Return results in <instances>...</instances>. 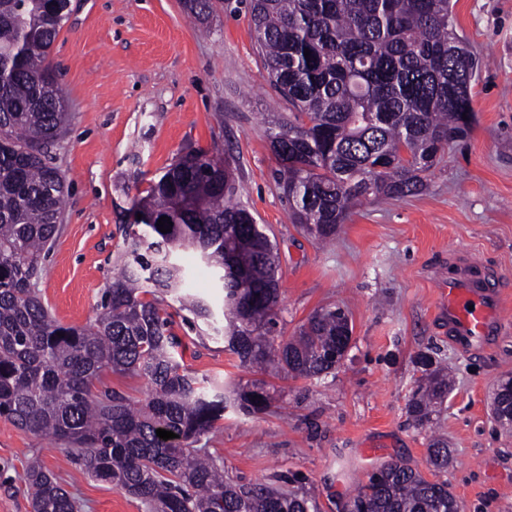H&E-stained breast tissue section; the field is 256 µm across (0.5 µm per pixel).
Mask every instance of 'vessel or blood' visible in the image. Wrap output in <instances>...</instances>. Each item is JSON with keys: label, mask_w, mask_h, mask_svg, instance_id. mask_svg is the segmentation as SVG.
Here are the masks:
<instances>
[{"label": "vessel or blood", "mask_w": 512, "mask_h": 512, "mask_svg": "<svg viewBox=\"0 0 512 512\" xmlns=\"http://www.w3.org/2000/svg\"><path fill=\"white\" fill-rule=\"evenodd\" d=\"M501 302L502 290L491 273L473 261L457 265L441 290L439 311L461 351H479L491 336L501 332Z\"/></svg>", "instance_id": "1"}]
</instances>
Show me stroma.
<instances>
[{
    "instance_id": "1",
    "label": "stroma",
    "mask_w": 512,
    "mask_h": 512,
    "mask_svg": "<svg viewBox=\"0 0 512 512\" xmlns=\"http://www.w3.org/2000/svg\"><path fill=\"white\" fill-rule=\"evenodd\" d=\"M247 3L216 0L203 34L184 0H72L50 55L73 118L53 151L69 193L37 285L42 302L61 324L85 325L123 265L133 205L150 182L189 150L224 159L241 203L279 247L278 334L329 305L345 310L353 333L326 376L261 374L160 296L192 374L226 386L260 378L273 396L254 416L227 407L199 447L243 481L307 492L317 512H342L372 472L364 449L428 478L434 434L448 443L445 478L462 512H512V426L492 413L494 389L512 372V0H451L454 29L482 61L470 136L449 144L416 195L363 200L326 247L293 224L273 179L267 127L289 109L267 80ZM464 260L504 290L506 329L475 354L458 350L437 313L442 284ZM422 352L454 380L431 431L406 411ZM36 455L79 512H147L67 463L59 443L2 419L0 512H32L23 476Z\"/></svg>"
}]
</instances>
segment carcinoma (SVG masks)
<instances>
[{
    "instance_id": "1",
    "label": "carcinoma",
    "mask_w": 512,
    "mask_h": 512,
    "mask_svg": "<svg viewBox=\"0 0 512 512\" xmlns=\"http://www.w3.org/2000/svg\"><path fill=\"white\" fill-rule=\"evenodd\" d=\"M186 7L203 23L214 4ZM249 12L267 78L290 107L267 129L274 180L294 223L315 239L329 241L363 198L420 191L448 144L468 137L472 92L457 87V69L474 78L479 59L451 27L450 0H249ZM69 15L56 0H0V418L60 442L150 512H310L307 494L243 482L193 447L224 418L228 399L257 414L272 396L261 380L226 394L181 369L170 314L154 299L168 295L204 323L217 321L213 306L185 289L178 254L191 251L218 274L225 348L242 364L318 379L348 351L353 327L336 306L313 313L295 336L275 335L279 249L235 200L234 173L221 161L188 151L135 201L154 240L132 233L92 321L63 325L41 301L36 285L67 195L52 149L71 120L49 55ZM162 216L172 231L158 230ZM419 364L425 377L407 413L429 428L451 380L430 356ZM106 368L147 379L145 405L97 389ZM498 386L507 393L493 412L511 426L512 376ZM158 429L177 437L163 440ZM449 461L448 445L433 436L436 480L385 463L347 512H459L439 479ZM24 481L33 512H78L38 459Z\"/></svg>"
}]
</instances>
